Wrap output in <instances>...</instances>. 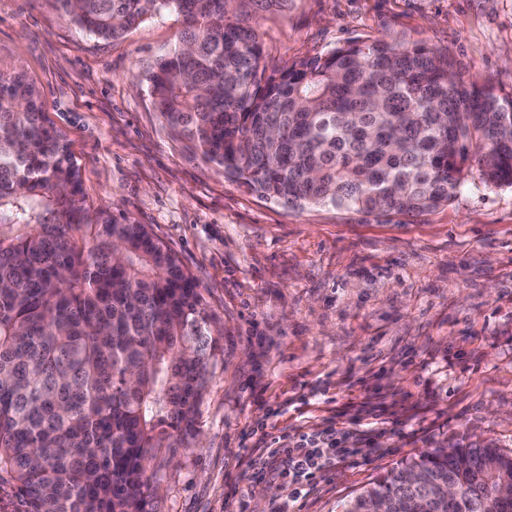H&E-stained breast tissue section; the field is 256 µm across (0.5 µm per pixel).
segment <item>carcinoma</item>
Here are the masks:
<instances>
[{"label": "carcinoma", "instance_id": "1", "mask_svg": "<svg viewBox=\"0 0 512 512\" xmlns=\"http://www.w3.org/2000/svg\"><path fill=\"white\" fill-rule=\"evenodd\" d=\"M294 0H56L111 39L163 10L179 44L142 73L162 126L228 180L290 209L418 216L465 183L512 186V95L426 47L350 42L260 68L249 15ZM61 130L0 64V495L17 512H153L158 449L193 427L224 361L196 278L147 224L75 222ZM512 455L426 449L342 512H512Z\"/></svg>", "mask_w": 512, "mask_h": 512}]
</instances>
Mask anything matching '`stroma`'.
Instances as JSON below:
<instances>
[{"mask_svg": "<svg viewBox=\"0 0 512 512\" xmlns=\"http://www.w3.org/2000/svg\"><path fill=\"white\" fill-rule=\"evenodd\" d=\"M252 24L269 70L379 39L424 45L466 84L512 92V0H295ZM181 28L166 13L103 40L53 0H0V62L66 132L81 219L150 225L224 329L193 431L150 465L155 512H224L229 482L247 490L246 512L287 502V485L256 480L247 434L368 433V461L333 469L300 512H338L426 448L512 453V187L469 182L414 217L260 198L174 140L137 81Z\"/></svg>", "mask_w": 512, "mask_h": 512, "instance_id": "1", "label": "stroma"}]
</instances>
